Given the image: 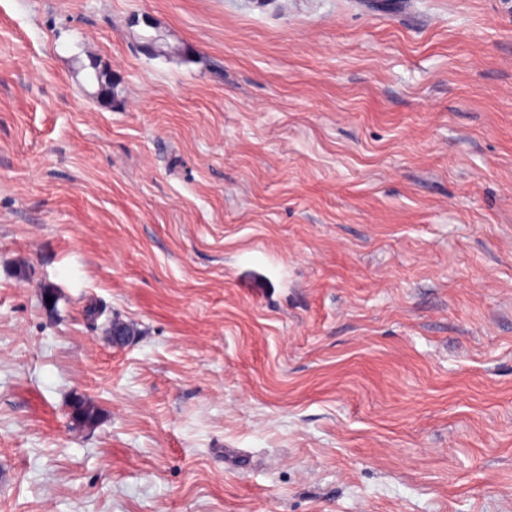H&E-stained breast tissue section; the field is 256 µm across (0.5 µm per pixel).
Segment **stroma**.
<instances>
[{
    "label": "stroma",
    "mask_w": 512,
    "mask_h": 512,
    "mask_svg": "<svg viewBox=\"0 0 512 512\" xmlns=\"http://www.w3.org/2000/svg\"><path fill=\"white\" fill-rule=\"evenodd\" d=\"M0 512H512V0H0Z\"/></svg>",
    "instance_id": "stroma-1"
}]
</instances>
